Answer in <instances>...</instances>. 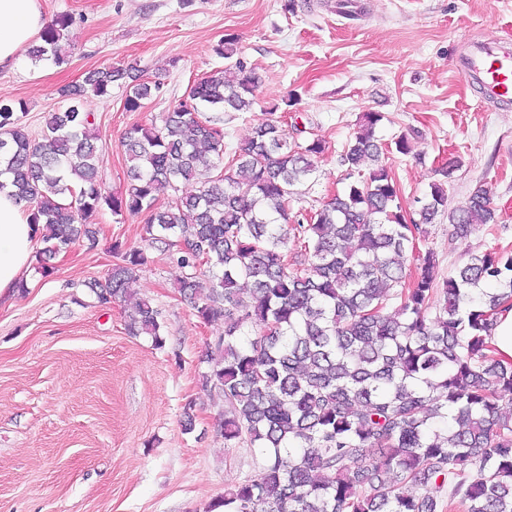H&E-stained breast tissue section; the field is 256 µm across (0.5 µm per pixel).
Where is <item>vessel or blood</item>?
Segmentation results:
<instances>
[{
    "instance_id": "b4317fda",
    "label": "vessel or blood",
    "mask_w": 512,
    "mask_h": 512,
    "mask_svg": "<svg viewBox=\"0 0 512 512\" xmlns=\"http://www.w3.org/2000/svg\"><path fill=\"white\" fill-rule=\"evenodd\" d=\"M458 68L487 101L512 102V46L493 37L469 41Z\"/></svg>"
}]
</instances>
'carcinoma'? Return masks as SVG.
Segmentation results:
<instances>
[{
  "label": "carcinoma",
  "mask_w": 512,
  "mask_h": 512,
  "mask_svg": "<svg viewBox=\"0 0 512 512\" xmlns=\"http://www.w3.org/2000/svg\"><path fill=\"white\" fill-rule=\"evenodd\" d=\"M69 22L47 25L32 59L62 62ZM215 52L224 68L194 81L160 123L125 131L130 181L118 193L99 175L85 99L129 78L124 109L140 111L160 84L139 80L137 65L96 68L61 89L68 105L49 114L38 140L0 106V192L25 203L48 259L95 240L104 206L146 215L151 242L188 270L180 292L195 316L224 321L202 385L223 398L224 440L263 449L265 462L207 512H444L456 501L467 512H512V417L500 409L512 402V362L492 345L498 315L512 309V251L473 254L440 284L418 246L423 226L445 213L461 240L493 221L489 190L449 213L435 183L408 223L392 170L379 163L383 115L367 112L342 162L349 179L373 167L298 218L290 202L316 171L322 141H290L262 120L224 162V113L250 110L261 79L237 58L235 36ZM163 190L172 200L159 206ZM113 252L119 262L93 289L98 302L128 308L129 331L165 347L158 310L130 288L150 256Z\"/></svg>",
  "instance_id": "cac0c4a2"
}]
</instances>
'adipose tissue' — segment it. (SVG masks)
<instances>
[{
  "label": "adipose tissue",
  "instance_id": "ef3b65f1",
  "mask_svg": "<svg viewBox=\"0 0 512 512\" xmlns=\"http://www.w3.org/2000/svg\"><path fill=\"white\" fill-rule=\"evenodd\" d=\"M43 27L41 0H0V68L15 65ZM36 239L22 203L0 192V297L27 270Z\"/></svg>",
  "mask_w": 512,
  "mask_h": 512
}]
</instances>
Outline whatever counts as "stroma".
<instances>
[{"instance_id":"1","label":"stroma","mask_w":512,"mask_h":512,"mask_svg":"<svg viewBox=\"0 0 512 512\" xmlns=\"http://www.w3.org/2000/svg\"><path fill=\"white\" fill-rule=\"evenodd\" d=\"M41 3L48 20L73 18L61 41L66 63L27 54L0 69V105L26 103L20 123L30 138L41 137L61 105L60 89L88 70L134 63L142 80L162 84L140 112L124 111L122 80L111 97L88 99L106 190L128 181L125 131L159 118L194 80L222 69L213 48L233 34L261 83L252 111L224 115L226 156L267 112L286 131L324 144L293 213L309 214L347 186L341 156L362 113L380 112L376 135L406 213L435 183H445L452 210L478 187L491 191L496 221L469 240L451 237L447 217L429 226L419 247L433 253L438 278L469 253L512 249V104L486 102L455 67L468 40L512 43V0H357L353 17L339 13L338 0H295L291 12L282 0ZM404 134L413 138L408 154L395 148ZM95 222L96 243H76L50 260L47 275L33 253L23 288L0 298V512H206L264 463L250 444L226 447L218 428L224 403L202 385V357L224 323L193 315L178 290L184 271L150 247L145 216L105 208ZM116 242L152 258L134 289L158 309L165 349L129 334L124 308L98 303L92 291L117 261Z\"/></svg>"}]
</instances>
